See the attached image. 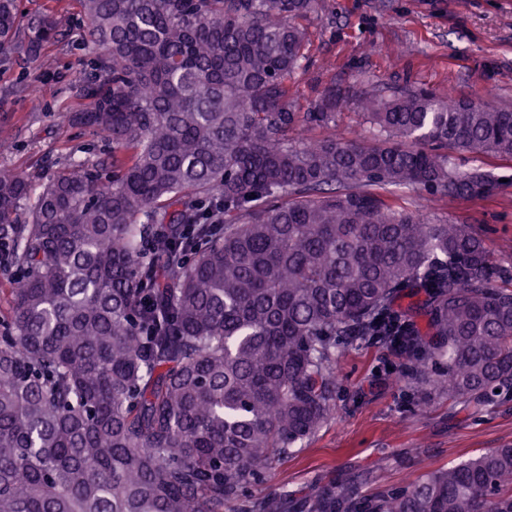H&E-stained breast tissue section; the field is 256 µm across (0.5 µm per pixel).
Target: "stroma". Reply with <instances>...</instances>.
Instances as JSON below:
<instances>
[{"instance_id":"stroma-1","label":"stroma","mask_w":512,"mask_h":512,"mask_svg":"<svg viewBox=\"0 0 512 512\" xmlns=\"http://www.w3.org/2000/svg\"><path fill=\"white\" fill-rule=\"evenodd\" d=\"M18 7L27 24L52 17L58 35L37 59L0 53V170L39 185L70 159H87L103 162L100 178L111 181V140L58 121L59 113L83 106L79 88L95 76L102 54L85 36L78 0H18ZM302 24L308 41L288 79L290 95L301 112L312 110L325 88L345 95L348 104L336 115L339 139H372L359 99L390 87L512 108V0H319ZM479 163L503 180L489 198L428 200L412 189L383 197L429 223L474 224L494 261L512 269V161L487 154ZM400 364L397 354L374 345L340 357L333 417L249 495L310 496L352 480L359 496L372 498L512 444V401L474 411L432 388L421 397L395 384Z\"/></svg>"}]
</instances>
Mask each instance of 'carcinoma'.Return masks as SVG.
Masks as SVG:
<instances>
[{"mask_svg": "<svg viewBox=\"0 0 512 512\" xmlns=\"http://www.w3.org/2000/svg\"><path fill=\"white\" fill-rule=\"evenodd\" d=\"M79 4L104 53L59 119L112 139V184L0 172V512H512L511 444L369 501L243 498L333 413L359 343L402 357L401 386L512 401V270L376 193L494 194L456 155L512 159V109L389 90L361 101L373 141L338 140L336 89L288 94L316 0ZM56 37L0 0V52Z\"/></svg>", "mask_w": 512, "mask_h": 512, "instance_id": "1", "label": "carcinoma"}]
</instances>
